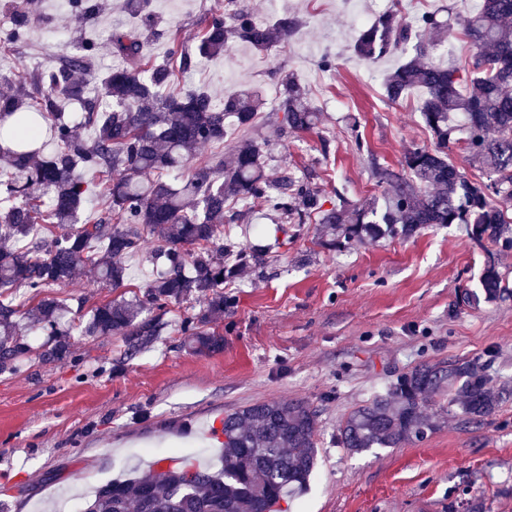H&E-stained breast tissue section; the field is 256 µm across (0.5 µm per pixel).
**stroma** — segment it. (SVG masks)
I'll return each mask as SVG.
<instances>
[{"instance_id":"obj_1","label":"stroma","mask_w":512,"mask_h":512,"mask_svg":"<svg viewBox=\"0 0 512 512\" xmlns=\"http://www.w3.org/2000/svg\"><path fill=\"white\" fill-rule=\"evenodd\" d=\"M83 16L64 0H33L34 22L24 42L0 46V93L20 76L55 66L76 52L83 30L99 35L88 80L120 60L106 35L124 18V0H102ZM217 0H153L155 24L143 31L144 52L163 61L168 32L190 39ZM264 22L278 13L297 16L294 37L266 57L247 45L193 65L184 88L205 87L216 98L239 87L260 88L275 113L279 79L293 74L322 114L318 129L289 135L269 164L288 167L319 187L328 201L377 196L371 164L398 167L404 152L432 140L415 96L390 102L383 87L398 57L375 63L353 51L359 32L352 13L336 0H240ZM332 67H322L324 57ZM362 137L365 151L354 147ZM264 235L232 227L235 245L271 250L268 266L248 272L226 293L234 303L219 329L224 348L210 354L184 349L175 331L153 347L123 358L121 337L72 334L75 361L32 362L0 374V512H33L47 497H65L127 478L143 448L162 457L202 445L214 419L257 401L301 399L319 412L317 465L307 491L290 512H512V289L494 301H460L480 291L488 254L464 226H429L410 238L353 241L329 250L317 243V224L265 222ZM476 360L502 394L489 416L449 415L421 442L352 453L337 428L374 392L423 363ZM53 469L63 479L48 483Z\"/></svg>"}]
</instances>
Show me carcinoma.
I'll use <instances>...</instances> for the list:
<instances>
[{"mask_svg": "<svg viewBox=\"0 0 512 512\" xmlns=\"http://www.w3.org/2000/svg\"><path fill=\"white\" fill-rule=\"evenodd\" d=\"M12 27L0 36L8 46L24 40L32 15L28 0H13ZM151 0H125L127 19L148 26ZM474 50V71L436 64L431 54L448 35V23L425 11L404 23L398 11L380 15L361 30L353 49L367 61L399 53L406 62L386 73L387 97L396 103L414 88L423 90L417 110L433 136L430 146L406 152L395 171L376 164L380 199L329 209L320 191L285 169L275 179L267 162L278 143L256 141L264 99L242 89L217 101L203 88L172 91L176 71L197 58L220 56L238 42L259 53L294 35L299 20L283 15L269 24L237 9L234 0L207 15L188 46L171 38L170 58L152 62L142 55L139 36L126 27L112 32L113 53L124 65L109 72L97 95L87 94L78 73L90 69L96 41L83 39L80 53L52 69L21 78L32 91L0 95V374L23 365L76 360L67 336H120L132 356L164 335V316L193 297L207 310L181 319L177 332L195 352L218 351L224 336L211 323L224 317L233 299L224 284L246 269L262 266L266 254L224 244V225L253 223L259 207L279 224L322 225L336 239L411 237L429 224H469L470 239L497 252L512 251V0H483L459 20ZM282 86L273 124L278 137L317 127L319 114L291 75ZM466 134L454 137L456 117ZM243 133L229 160L210 157L189 167L199 147L229 136L226 120ZM91 128L87 138L82 129ZM459 145L482 176L470 178L448 160ZM108 183L103 212L79 223L98 184ZM157 245L146 260L153 275L146 288L128 289L122 259L142 252L143 235ZM89 268L97 287L123 292L105 300L76 298V306L53 289ZM488 298L503 288L494 264L484 270ZM40 329L46 341L27 336ZM448 396V411L468 417L492 414L499 399L484 370L472 361L448 366L422 364L383 392L353 409L339 424L343 448L363 452L422 441L437 427L425 413L428 402ZM221 468L199 467L184 484V454L166 456L170 465L99 487L83 512H279L280 501L298 495L317 464V411L302 401H260L224 415Z\"/></svg>", "mask_w": 512, "mask_h": 512, "instance_id": "cac0c4a2", "label": "carcinoma"}]
</instances>
